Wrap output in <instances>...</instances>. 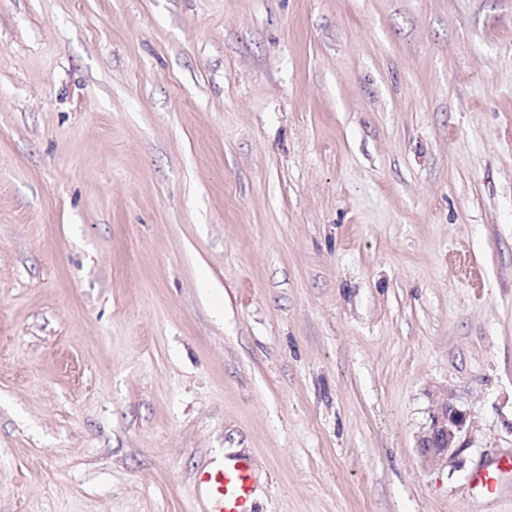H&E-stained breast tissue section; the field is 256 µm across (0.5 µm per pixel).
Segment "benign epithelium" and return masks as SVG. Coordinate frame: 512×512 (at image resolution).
I'll list each match as a JSON object with an SVG mask.
<instances>
[{"label": "benign epithelium", "mask_w": 512, "mask_h": 512, "mask_svg": "<svg viewBox=\"0 0 512 512\" xmlns=\"http://www.w3.org/2000/svg\"><path fill=\"white\" fill-rule=\"evenodd\" d=\"M468 428V413L442 396L418 437L417 448L425 462L434 467L455 463L465 450L463 437Z\"/></svg>", "instance_id": "1"}]
</instances>
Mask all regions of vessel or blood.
Listing matches in <instances>:
<instances>
[{
	"label": "vessel or blood",
	"instance_id": "vessel-or-blood-1",
	"mask_svg": "<svg viewBox=\"0 0 512 512\" xmlns=\"http://www.w3.org/2000/svg\"><path fill=\"white\" fill-rule=\"evenodd\" d=\"M512 476V454L499 455L479 466L470 486L474 507L497 497L504 489V480ZM255 470L251 457L234 454L225 456L217 466H205L194 475L197 488L205 490L212 512H254Z\"/></svg>",
	"mask_w": 512,
	"mask_h": 512
}]
</instances>
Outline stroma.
<instances>
[{
    "instance_id": "stroma-1",
    "label": "stroma",
    "mask_w": 512,
    "mask_h": 512,
    "mask_svg": "<svg viewBox=\"0 0 512 512\" xmlns=\"http://www.w3.org/2000/svg\"><path fill=\"white\" fill-rule=\"evenodd\" d=\"M232 451L256 512L512 452V0H0V512H205ZM469 428V415L443 395L430 413L417 448L425 462L434 467L453 464L466 449L463 437Z\"/></svg>"
}]
</instances>
